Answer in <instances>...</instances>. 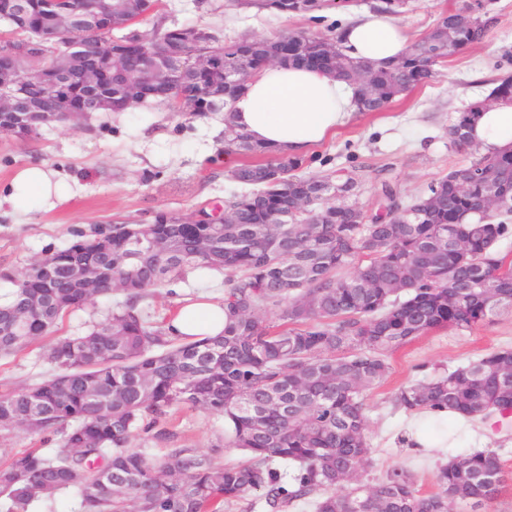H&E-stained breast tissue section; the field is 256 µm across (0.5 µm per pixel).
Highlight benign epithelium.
Returning <instances> with one entry per match:
<instances>
[{
	"mask_svg": "<svg viewBox=\"0 0 512 512\" xmlns=\"http://www.w3.org/2000/svg\"><path fill=\"white\" fill-rule=\"evenodd\" d=\"M52 3L49 24L39 31L37 42L0 44V116L26 111L41 116L40 123L48 124L56 114L63 112L77 126L90 113L103 109L116 112L136 107L149 96L161 98L182 112L198 111L197 100L207 103L215 97L211 75L215 50L207 47L205 33L194 27L170 29L161 48L152 51L143 47V40L129 41L112 37V31L124 27L117 17L118 8L106 3L84 9L71 0H48ZM35 0H8L0 15L22 23L35 14ZM83 28L107 35V49L103 52L73 41L68 42L66 55L42 67L34 78L24 84L18 82L15 63L19 55L40 51L48 45H57L67 35ZM139 56L136 69L128 66V59ZM190 70L197 88L195 99L178 94L176 77ZM74 84L73 94L63 99H52V91L60 84ZM123 90L120 101L112 100V86Z\"/></svg>",
	"mask_w": 512,
	"mask_h": 512,
	"instance_id": "obj_1",
	"label": "benign epithelium"
}]
</instances>
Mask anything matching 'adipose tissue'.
<instances>
[{
  "instance_id": "1",
  "label": "adipose tissue",
  "mask_w": 512,
  "mask_h": 512,
  "mask_svg": "<svg viewBox=\"0 0 512 512\" xmlns=\"http://www.w3.org/2000/svg\"><path fill=\"white\" fill-rule=\"evenodd\" d=\"M341 44L355 58L378 65L395 62L408 40L393 17L363 12L340 30ZM354 88L348 82L304 67L272 66L255 76L234 103L233 121L258 143L302 154L345 124L354 110ZM473 142L482 152L512 148V105L474 113ZM64 198L52 170L42 166L19 169L0 193V208L26 215L54 206ZM224 304L203 299L181 306L170 326L173 335L220 334Z\"/></svg>"
}]
</instances>
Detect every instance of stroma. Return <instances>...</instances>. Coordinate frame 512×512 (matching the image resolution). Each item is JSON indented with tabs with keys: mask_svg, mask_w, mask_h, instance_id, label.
<instances>
[{
	"mask_svg": "<svg viewBox=\"0 0 512 512\" xmlns=\"http://www.w3.org/2000/svg\"><path fill=\"white\" fill-rule=\"evenodd\" d=\"M160 18L165 27L198 26L220 40L243 36L271 38L284 29L324 34L366 11L365 0L347 8L325 7L314 16L275 15L227 8V0H164ZM461 0H410L396 21L418 38L429 32L442 13ZM494 23L485 41L462 49L439 65L422 86L397 97L384 112L353 113L349 121L312 150L306 173L317 177L353 174L357 185L350 205L370 208L381 180H388L404 203L425 194L449 171L468 165V151L455 147L449 127L471 103L483 100L497 80L512 75V0H487ZM224 148V113L209 112L193 122L173 116L169 106L151 97L123 112H95L81 128L52 124L37 137L0 135V191L18 169L47 165L62 182L64 199L54 207L25 217L0 209V299H8L13 278L36 258L75 243L74 229L92 224L139 222L163 212L188 216L201 205L244 192L228 178L234 162L220 156ZM223 272L188 273L185 280L160 290L149 300L153 321L168 320L187 300L203 293L222 294ZM46 341L14 356L0 357V395L49 377L42 353ZM512 348V314L471 330L442 327L408 345L386 351L388 376L365 396L369 420L368 464L359 479L377 485L387 471L408 470L423 494L436 489L435 474L451 457L474 451H495L507 482L492 512H512V421L490 417L450 419L442 437L418 427L417 417L400 408L396 395L403 386L430 381L479 356ZM170 426L178 446L214 451L224 465L244 461L234 448H216L224 428L221 417L202 410L176 411Z\"/></svg>",
	"mask_w": 512,
	"mask_h": 512,
	"instance_id": "1",
	"label": "stroma"
}]
</instances>
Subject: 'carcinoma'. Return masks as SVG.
Listing matches in <instances>:
<instances>
[{"label": "carcinoma", "instance_id": "obj_1", "mask_svg": "<svg viewBox=\"0 0 512 512\" xmlns=\"http://www.w3.org/2000/svg\"><path fill=\"white\" fill-rule=\"evenodd\" d=\"M127 1L133 15L160 8L159 0H113ZM237 7L297 15L324 3L241 0ZM488 31L489 21L465 3L412 41L405 62L377 67L342 51L337 77L350 83L358 71H372L373 89L356 94L355 107L382 112ZM286 37L296 41L298 54L288 61L296 66L331 40L302 30ZM275 43L243 37L214 45L218 60L239 62L233 83L223 65L214 69V85L224 89V154L242 157L228 177L252 187L220 207L234 213L233 222L194 230L168 216L155 234L140 224H94L75 231L83 255L56 251L12 280L10 299L0 305V357L52 336V373L0 396V433L42 436L55 447L17 453L0 467V512H31L68 490L77 493L80 512H224V503L252 493L270 512L299 500L312 501L315 512H448L460 503L478 512L503 491V465L491 450L451 458L429 495L419 494L404 470L372 487L358 482V470L370 452L364 394L387 376L385 352L440 327L472 329L512 314V264L496 250L512 230V210L481 207L493 188L512 195V153L476 152L412 204L396 200L405 211L400 223L390 217L386 180L376 208H339L329 196H347L354 177L337 184L305 177V155L259 144L232 122L234 100ZM468 116L450 128L455 145H470ZM488 168L496 172L490 186L478 176ZM276 170L314 202L318 223L263 215L259 204ZM450 177L468 183L472 213L461 224L443 222L458 207ZM458 235L480 253L452 252L449 240ZM204 269L224 271L222 333L174 337L166 323L144 316V302L158 289ZM33 278L44 287H27ZM114 291L124 299L111 316L83 335H58L73 309ZM396 400L437 428L459 416L504 417L512 350L404 386ZM173 408L224 417L222 447L238 448L248 460L223 466L209 453L177 446L160 456L144 453L148 440L175 443L177 434L161 424ZM276 462L292 467V489ZM346 484L347 493H333Z\"/></svg>", "mask_w": 512, "mask_h": 512}]
</instances>
